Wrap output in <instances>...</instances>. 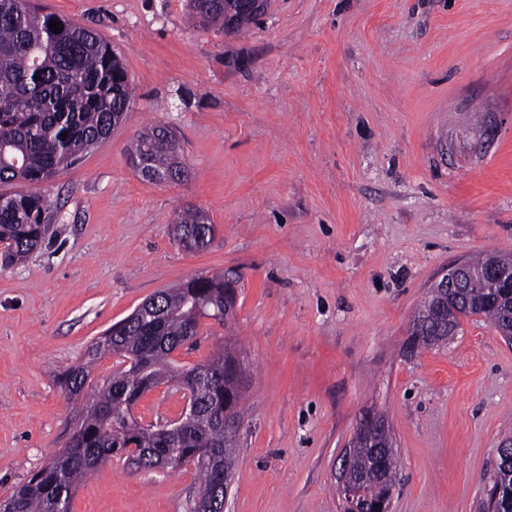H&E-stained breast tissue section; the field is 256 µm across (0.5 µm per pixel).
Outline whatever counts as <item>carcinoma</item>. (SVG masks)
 I'll return each instance as SVG.
<instances>
[{"mask_svg": "<svg viewBox=\"0 0 512 512\" xmlns=\"http://www.w3.org/2000/svg\"><path fill=\"white\" fill-rule=\"evenodd\" d=\"M226 0H189L195 26L224 24ZM56 20L58 33L49 29ZM40 79H35V76ZM133 97L128 73L112 48L95 31L54 13L32 9L28 0H0V184L25 182L26 193L0 194V265L22 263L42 244L48 205L41 192L65 168L107 139L124 118ZM164 127L140 132L130 144L133 158L152 154L179 157L176 141L161 139ZM66 138H61V134ZM184 248L209 245L216 228L208 216L189 209L178 222ZM512 274V255L494 254L469 261L477 274L455 291L452 308L443 313L427 295L414 315L427 326L408 337L414 352L440 342L441 326L449 318L480 316L497 331L512 323V301L491 288L479 274L489 260ZM234 279L224 274L197 276L158 291L143 302L142 316L118 329L112 327L93 342L87 357L121 359L120 368L94 391L67 446L10 497L0 512H70L79 482L100 464L116 458L137 469L167 468L177 472L192 465L201 477L204 495L195 512H224L228 485L224 469H233L236 430L224 417L243 422L238 384L247 378L240 358L226 351L185 368L174 353L198 335L201 320L222 324L232 316ZM90 371L80 364L64 372L61 383L70 394L82 392ZM176 382L197 405L194 417L176 436L156 432L133 416L137 401L151 389ZM356 479L382 497L391 493L398 472L392 448H358L352 457Z\"/></svg>", "mask_w": 512, "mask_h": 512, "instance_id": "carcinoma-1", "label": "carcinoma"}]
</instances>
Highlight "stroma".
Here are the masks:
<instances>
[{
	"label": "stroma",
	"mask_w": 512,
	"mask_h": 512,
	"mask_svg": "<svg viewBox=\"0 0 512 512\" xmlns=\"http://www.w3.org/2000/svg\"><path fill=\"white\" fill-rule=\"evenodd\" d=\"M98 32L135 87L127 118L46 183L49 232L0 268V500L71 436L59 377L153 293L238 278L225 324L180 364L231 347L249 370L224 512H342L336 460L386 414L392 512H484L512 438V342L473 317L407 354L410 320L449 265L512 252V0H271L244 33L193 27L187 0H36ZM161 125L187 173L151 183L129 141ZM216 235L184 250L174 224ZM182 391L137 404L178 418ZM194 466L87 475L71 512H193ZM181 240L177 235L180 244L185 242V249H199L209 245L215 237L216 228L211 224L208 216L199 210L188 209L181 216L177 224Z\"/></svg>",
	"instance_id": "stroma-1"
}]
</instances>
